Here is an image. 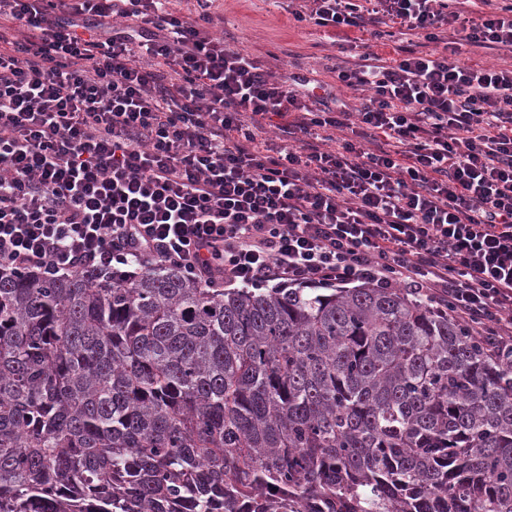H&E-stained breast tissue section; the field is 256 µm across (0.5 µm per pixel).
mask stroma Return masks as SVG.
Instances as JSON below:
<instances>
[{"mask_svg": "<svg viewBox=\"0 0 512 512\" xmlns=\"http://www.w3.org/2000/svg\"><path fill=\"white\" fill-rule=\"evenodd\" d=\"M224 18V43L259 58L282 76L317 80L323 91L336 81L337 48L324 29L294 20L285 0H214Z\"/></svg>", "mask_w": 512, "mask_h": 512, "instance_id": "1", "label": "stroma"}]
</instances>
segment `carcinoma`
<instances>
[{
  "label": "carcinoma",
  "instance_id": "obj_1",
  "mask_svg": "<svg viewBox=\"0 0 512 512\" xmlns=\"http://www.w3.org/2000/svg\"><path fill=\"white\" fill-rule=\"evenodd\" d=\"M0 512H512V361L401 288L0 270Z\"/></svg>",
  "mask_w": 512,
  "mask_h": 512
}]
</instances>
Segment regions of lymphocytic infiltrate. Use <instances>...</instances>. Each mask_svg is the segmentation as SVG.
I'll return each instance as SVG.
<instances>
[{"mask_svg":"<svg viewBox=\"0 0 512 512\" xmlns=\"http://www.w3.org/2000/svg\"><path fill=\"white\" fill-rule=\"evenodd\" d=\"M173 0H0V268L174 266L208 288H402L512 360V4L302 0L334 29L327 102ZM433 43L382 59L348 39ZM275 125L283 143L258 141ZM462 42V41H460ZM463 45L460 46V52L456 56L461 62L472 63L475 61L484 62L488 64H494L501 67H510L512 66V57L510 54H506V52H498L495 50L472 47L464 42Z\"/></svg>","mask_w":512,"mask_h":512,"instance_id":"obj_1","label":"lymphocytic infiltrate"}]
</instances>
